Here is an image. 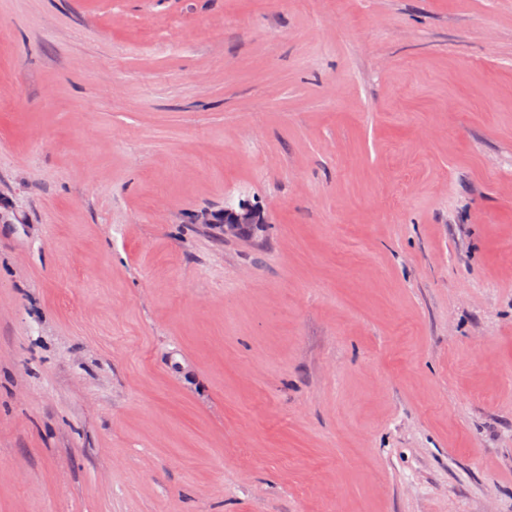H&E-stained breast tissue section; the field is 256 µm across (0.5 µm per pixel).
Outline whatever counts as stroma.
Segmentation results:
<instances>
[{
	"label": "stroma",
	"instance_id": "1",
	"mask_svg": "<svg viewBox=\"0 0 512 512\" xmlns=\"http://www.w3.org/2000/svg\"><path fill=\"white\" fill-rule=\"evenodd\" d=\"M511 244L512 0H0V512H512ZM200 224H224L225 237L254 236L261 230L263 224H269V218L264 209L242 201L234 207L224 208V216L214 218L209 213L197 215Z\"/></svg>",
	"mask_w": 512,
	"mask_h": 512
}]
</instances>
